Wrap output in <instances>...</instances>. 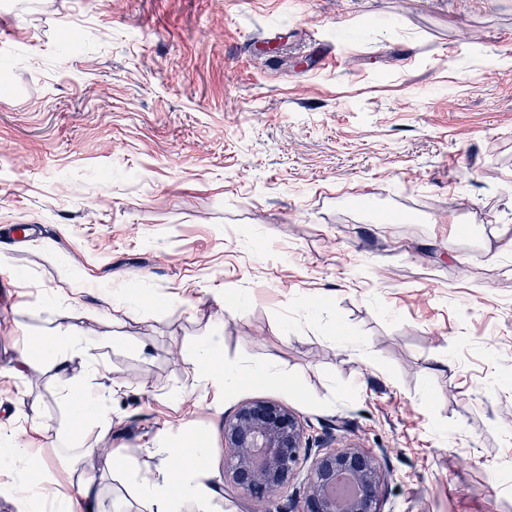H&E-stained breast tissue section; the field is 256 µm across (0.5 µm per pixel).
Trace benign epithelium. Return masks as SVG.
I'll list each match as a JSON object with an SVG mask.
<instances>
[{"label": "benign epithelium", "mask_w": 512, "mask_h": 512, "mask_svg": "<svg viewBox=\"0 0 512 512\" xmlns=\"http://www.w3.org/2000/svg\"><path fill=\"white\" fill-rule=\"evenodd\" d=\"M303 439V427L287 407L271 400L246 402L224 419V472L240 493L266 501L293 479ZM339 477L350 480L351 494L336 493ZM387 481L373 452L352 444L329 449L312 462L301 512H382Z\"/></svg>", "instance_id": "7a95c632"}]
</instances>
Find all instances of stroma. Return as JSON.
<instances>
[{
  "mask_svg": "<svg viewBox=\"0 0 512 512\" xmlns=\"http://www.w3.org/2000/svg\"><path fill=\"white\" fill-rule=\"evenodd\" d=\"M1 81L0 228L29 230L0 239V415L49 424L58 489L83 471L56 370L11 368L79 324L113 339L86 354L107 512L188 432L215 512H300L351 442L383 512H512V0H0ZM211 336L267 375L198 387ZM255 399L307 442L266 502L224 478Z\"/></svg>",
  "mask_w": 512,
  "mask_h": 512,
  "instance_id": "stroma-1",
  "label": "stroma"
}]
</instances>
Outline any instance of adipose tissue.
Masks as SVG:
<instances>
[{
  "mask_svg": "<svg viewBox=\"0 0 512 512\" xmlns=\"http://www.w3.org/2000/svg\"><path fill=\"white\" fill-rule=\"evenodd\" d=\"M107 339L95 335L90 329L69 325L58 329L51 339L25 346L16 360L13 372L23 377L34 361L44 360L57 369L59 384L70 406V432L81 441V457L90 463L91 471L77 485L76 496L58 490L49 477H34L29 463V448L18 443L17 430H10L4 439L9 442L6 471L9 479L0 483V496L13 500L17 512H43L50 503L57 504L61 512H69L72 502H79L82 512H104L101 489L96 472H118L122 465L118 449L98 442L84 443V432L90 422H106L108 408L102 396L89 390L86 351L90 346L106 344ZM221 342L211 338L191 361V378L213 389H226L241 385L245 376L259 377L266 368L256 365L242 369L222 361ZM153 453L161 456L166 466L154 474L138 479L137 499L140 512H182L186 503H194L199 512H211L215 491L211 474L204 463L205 444L197 436L187 435L178 440L163 439L154 444Z\"/></svg>",
  "mask_w": 512,
  "mask_h": 512,
  "instance_id": "obj_1",
  "label": "adipose tissue"
}]
</instances>
